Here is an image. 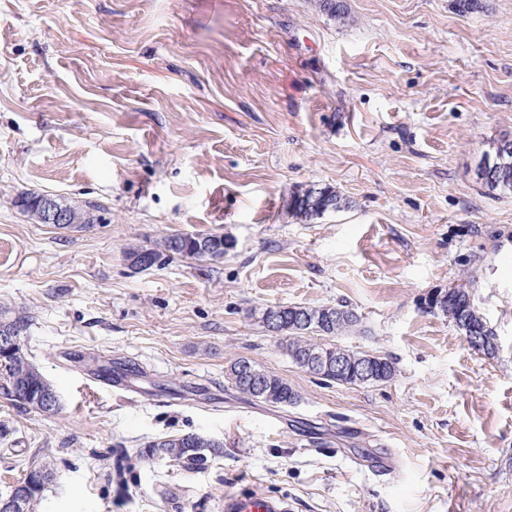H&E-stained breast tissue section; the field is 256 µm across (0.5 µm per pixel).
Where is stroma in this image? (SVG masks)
<instances>
[{
    "instance_id": "1",
    "label": "stroma",
    "mask_w": 512,
    "mask_h": 512,
    "mask_svg": "<svg viewBox=\"0 0 512 512\" xmlns=\"http://www.w3.org/2000/svg\"><path fill=\"white\" fill-rule=\"evenodd\" d=\"M0 0V309L60 398H0V494L32 467L34 512H222L260 491L288 512H512V194L478 184L512 138V0ZM351 201L308 223L294 186ZM36 192L95 205L36 224ZM221 232L223 260L146 271L125 251ZM468 284L498 353L432 292ZM345 304L341 345L392 359L383 384L321 381L252 310ZM288 382L241 394L235 359ZM196 432L187 470L146 443ZM245 369L256 371L265 378L267 385L266 390L270 393L272 398L269 401L262 402L266 404L269 403V405L276 408H286L288 405H293L297 402L298 395L293 388L288 385V382L277 374L258 368L246 357H240L233 361L226 372V376L234 383L235 388L240 393L254 398L249 380L244 376ZM261 376L251 378V383L255 388V392L258 394L265 393L264 379Z\"/></svg>"
}]
</instances>
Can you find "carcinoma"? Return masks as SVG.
Returning a JSON list of instances; mask_svg holds the SVG:
<instances>
[{
	"mask_svg": "<svg viewBox=\"0 0 512 512\" xmlns=\"http://www.w3.org/2000/svg\"><path fill=\"white\" fill-rule=\"evenodd\" d=\"M319 8L339 23L349 20L343 0H318ZM504 153L497 155V164L492 173V179L486 180L480 176L482 166H477V180L480 185L491 191H512V141L500 140ZM321 190V196L332 204L336 210L349 207V200L338 190L330 186L305 185L298 186L290 193L288 210L292 217L300 221H311L321 216L313 205V191ZM74 216L71 229L83 231L95 223L92 213L76 204H68ZM229 247L224 234L220 232L205 234L177 233L167 235L152 247L130 246L126 256L131 266L148 270L170 255H178L187 259L209 260L218 262L224 259ZM434 306L448 315L453 325L463 336H481L487 344L494 345L495 334L488 326L484 316L478 311L473 296L463 285L452 287L444 293H438L434 298ZM301 310V305H285L281 307V335L286 339L283 344L289 359L299 367H304L303 360L312 358L322 363H331L329 369L316 373V377L342 386H358L388 382L396 375V367L387 357L375 356L370 361V354L354 350L335 343L338 336L354 334L362 330V320L357 312L347 305L313 306L311 311L321 315L322 322L315 332L295 327L292 322L294 310ZM29 329V319L23 315H7L0 312V333L3 331H19L24 334ZM341 357L349 364L350 372L336 375V357ZM373 363L376 378L370 379L355 372V367L361 364ZM252 370L265 378L266 390L270 393L269 405L276 408H286L297 402L298 395L282 377L272 372L258 368L250 359L240 357L233 361L227 369L226 376L234 383L235 388L242 394L252 396V387L244 372ZM50 390V383L42 376L38 368L30 361L29 354L18 346L8 355L0 354V396L19 406L28 407L43 413L51 412L38 397ZM222 444L205 438L196 433H188L177 437H163L147 443L142 456L150 458L157 453L173 458L187 469H198L208 461V455H217ZM43 474L41 483L36 488H27L24 481H19L20 508L18 512H33L34 503L42 495L46 486L52 481V472L44 467L37 468Z\"/></svg>",
	"mask_w": 512,
	"mask_h": 512,
	"instance_id": "obj_1",
	"label": "carcinoma"
}]
</instances>
